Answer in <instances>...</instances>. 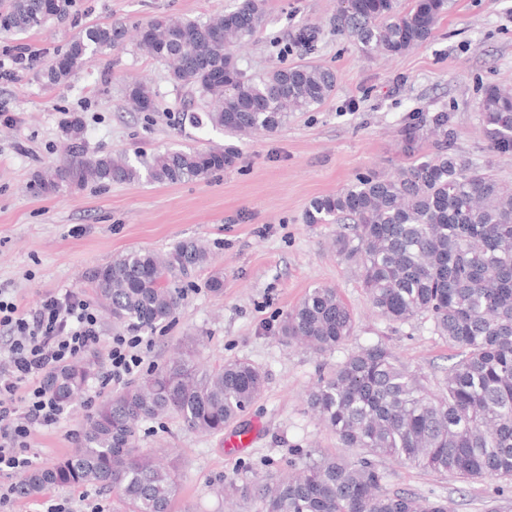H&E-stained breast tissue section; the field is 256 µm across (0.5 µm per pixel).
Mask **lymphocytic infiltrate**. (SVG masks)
<instances>
[{"label":"lymphocytic infiltrate","mask_w":512,"mask_h":512,"mask_svg":"<svg viewBox=\"0 0 512 512\" xmlns=\"http://www.w3.org/2000/svg\"><path fill=\"white\" fill-rule=\"evenodd\" d=\"M0 329L7 338L0 353V473L22 477L32 465L26 451L33 434L57 427L63 407L49 395L47 375L107 343L100 386L123 382L142 364L149 343L137 334L118 333L102 340L98 314L80 293L46 295L38 308L21 312L0 296Z\"/></svg>","instance_id":"obj_1"}]
</instances>
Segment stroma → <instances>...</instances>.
<instances>
[{
	"mask_svg": "<svg viewBox=\"0 0 512 512\" xmlns=\"http://www.w3.org/2000/svg\"><path fill=\"white\" fill-rule=\"evenodd\" d=\"M338 3L268 0L262 29L236 51L245 76L312 62L335 72L336 89L323 104L290 115L277 131L250 136L232 137L187 121V114L205 111V99L173 84L163 65L130 43L81 66L62 84L46 85L40 75L82 27H131L163 14L205 21L236 0H71L67 14L44 30L0 34V289L24 312L51 293L71 290L88 297L90 273L113 258L138 248L164 252L181 240L200 238L224 274V291L211 293L206 274L197 275L175 319L150 331L142 368L164 364L193 336L201 363L245 358L265 374L261 395L239 418L253 429L254 441L234 454L225 452L229 427L208 435L174 417L143 424L140 448H165L176 458L174 512H255L253 505L220 497L218 488L278 478L310 454L357 457L358 449H342L306 403L318 379L351 352L384 344L403 364L434 380L452 362L454 349L424 316L394 323L373 311L357 266L331 247L336 225L305 223L312 199L334 194L357 177L386 178L432 156L437 143L427 128H419L411 153L402 130L416 117L437 112L451 118L458 155L512 182V155L490 149L480 117L488 86L512 87V0H450L426 43L391 58L367 54L356 37L337 33ZM309 26L316 40L298 43V30ZM22 46L39 51L32 65L14 64ZM136 79L150 86L156 111H132L126 85ZM72 112L84 120V156H149L230 144L238 157L205 180L34 194L33 176L69 159L59 126ZM320 284L336 288L352 309L353 335L324 353L285 344L279 336L282 316ZM88 412L84 404L67 409L58 428L35 433L28 450L33 467L74 453ZM376 463L386 474L387 490L419 502L445 499L453 512H488L494 505L512 512V482H463L389 456ZM51 498L73 499L75 512H87L91 502L105 512L120 510L108 491L68 486L18 498L0 512H44Z\"/></svg>",
	"mask_w": 512,
	"mask_h": 512,
	"instance_id": "35a3bbf8",
	"label": "stroma"
}]
</instances>
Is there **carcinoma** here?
Wrapping results in <instances>:
<instances>
[{
	"label": "carcinoma",
	"instance_id": "carcinoma-1",
	"mask_svg": "<svg viewBox=\"0 0 512 512\" xmlns=\"http://www.w3.org/2000/svg\"><path fill=\"white\" fill-rule=\"evenodd\" d=\"M69 7L70 0H7L0 7V34L40 29ZM447 10L448 0H412L405 10L398 0H339L336 29L356 34L368 53L395 57L427 42ZM265 15L266 0H238L205 22L158 16L137 29L136 42L148 56L169 63L174 84L193 87L207 100L208 110L192 115L193 124L231 134L274 132L288 113L322 104L336 88V75L299 63L246 77L233 47L254 36ZM126 37L121 26H89L41 77L60 84ZM126 96L138 111H155L146 83L128 84ZM480 111L490 148L511 155L512 91L488 87ZM449 122L446 112L424 118L438 137L433 158L394 177L362 176L313 200L304 219L338 225L336 253L359 268L375 312L393 322L427 316L434 331L459 349V358L433 390L427 377L381 343L349 354L320 378L307 405L343 447L359 448L363 456H323L275 481L229 486L228 492L251 499L257 512H449L445 500L422 506L409 494L388 491L375 456L464 482L512 481V183L458 156ZM84 130L76 113L60 124L61 136L73 145ZM235 160L232 147L168 149L139 164L123 154L78 155L37 173L31 189L50 196L89 181L131 184L144 178L173 185L207 179ZM204 270L205 286L221 293V271L211 268L207 246L191 238L166 252L130 250L93 270L89 280L116 325L153 330L175 318L181 284ZM354 326L336 289L317 285L285 314L279 332L289 343L324 353L347 341ZM92 371L91 361L71 363L48 377V390L63 406L76 404ZM264 381L262 370L244 358L201 366L189 346L98 404L77 451L28 473L17 493L30 497L53 486L94 485L111 490L126 512H172L176 467L139 448L142 424L174 416L192 430L221 434L261 394Z\"/></svg>",
	"mask_w": 512,
	"mask_h": 512
}]
</instances>
